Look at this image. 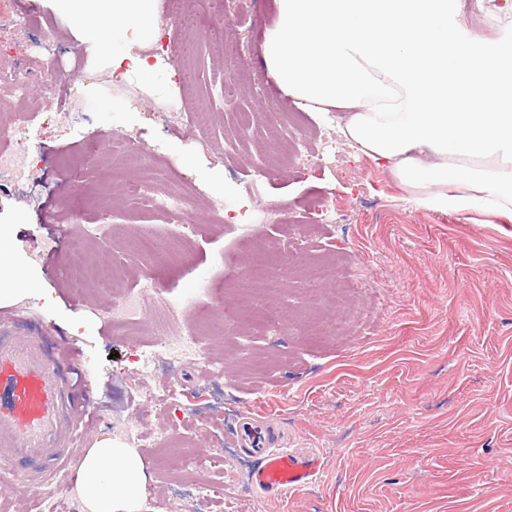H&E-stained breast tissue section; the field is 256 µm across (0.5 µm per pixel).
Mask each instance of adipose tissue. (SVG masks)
Instances as JSON below:
<instances>
[{
  "label": "adipose tissue",
  "instance_id": "adipose-tissue-1",
  "mask_svg": "<svg viewBox=\"0 0 512 512\" xmlns=\"http://www.w3.org/2000/svg\"><path fill=\"white\" fill-rule=\"evenodd\" d=\"M81 41L109 48L112 72L148 81L135 54L158 39L156 0H51ZM457 0H277L264 63L281 93L326 115L390 171L417 206L512 219V44L463 35ZM87 512H139L136 449L104 438L76 474Z\"/></svg>",
  "mask_w": 512,
  "mask_h": 512
}]
</instances>
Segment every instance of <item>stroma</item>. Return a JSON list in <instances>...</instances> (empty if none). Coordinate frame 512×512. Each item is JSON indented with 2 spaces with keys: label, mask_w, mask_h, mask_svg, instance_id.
I'll return each mask as SVG.
<instances>
[{
  "label": "stroma",
  "mask_w": 512,
  "mask_h": 512,
  "mask_svg": "<svg viewBox=\"0 0 512 512\" xmlns=\"http://www.w3.org/2000/svg\"><path fill=\"white\" fill-rule=\"evenodd\" d=\"M474 3L461 0L466 31L512 43V20ZM157 11L169 55L193 46L191 89L211 114L208 140L198 139L192 118L177 130L157 121L174 91L165 76L108 93L86 85L88 67L108 70L103 49L80 41L48 0H0V14L27 18L0 40L34 73L45 57L38 43L50 44L83 95L82 112H60L34 82L17 103L40 170L24 184L0 182V225L11 227L17 264L34 285L0 308L43 321L89 359L76 377L90 388L88 442L111 435L116 420L152 438L169 433L166 446L151 439L138 448L148 486L142 512H512V221L418 208L389 171L341 138L345 112L323 119L296 109L264 66L276 0L227 8L212 0L204 14H222L224 29L195 42L166 0ZM233 63L256 79L228 98ZM237 111H266L274 122L293 113L297 148L281 150L262 122L241 135ZM113 135L133 136L139 150L118 163L120 179L100 147ZM145 163L159 172L160 190L186 191L191 207H131L128 185ZM213 196L224 199V220L210 210ZM312 203L336 220L307 233ZM271 206L286 223H250ZM49 224L61 228L50 272ZM177 224L191 225L188 241L165 254L138 252L141 240ZM261 241L272 246L265 276L282 282L267 307L237 289L255 277L251 256ZM80 263L117 269L128 289L149 273L164 301L144 303L133 327L113 333L97 315L109 295L92 288L79 297L69 287ZM316 263L330 269L325 305L335 320L307 333L300 273ZM354 306L367 315L363 325L348 321ZM196 332L202 358L169 367L170 341ZM145 351L159 361L150 373L137 369ZM165 388L179 416L145 395ZM244 415L273 423L276 451L319 458L316 480L290 492L255 487L257 461L235 438Z\"/></svg>",
  "instance_id": "1"
}]
</instances>
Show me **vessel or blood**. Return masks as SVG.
<instances>
[{
  "label": "vessel or blood",
  "instance_id": "vessel-or-blood-1",
  "mask_svg": "<svg viewBox=\"0 0 512 512\" xmlns=\"http://www.w3.org/2000/svg\"><path fill=\"white\" fill-rule=\"evenodd\" d=\"M76 369L73 352L41 327L0 313V447L40 485L46 464L69 466L82 448L89 389L74 382ZM236 440L260 459L252 475L260 489L297 490L321 470L318 459L274 451L272 427L254 417L240 423Z\"/></svg>",
  "mask_w": 512,
  "mask_h": 512
}]
</instances>
